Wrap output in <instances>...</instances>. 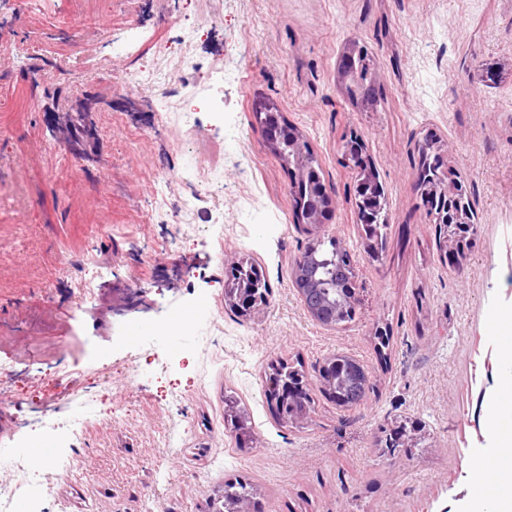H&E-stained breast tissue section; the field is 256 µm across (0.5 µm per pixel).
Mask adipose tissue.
I'll list each match as a JSON object with an SVG mask.
<instances>
[{
  "instance_id": "obj_1",
  "label": "adipose tissue",
  "mask_w": 512,
  "mask_h": 512,
  "mask_svg": "<svg viewBox=\"0 0 512 512\" xmlns=\"http://www.w3.org/2000/svg\"><path fill=\"white\" fill-rule=\"evenodd\" d=\"M506 404V399L499 398L488 408V426L494 445L472 472L475 512H512V423L503 418Z\"/></svg>"
}]
</instances>
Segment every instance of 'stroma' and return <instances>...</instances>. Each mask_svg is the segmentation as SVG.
I'll return each instance as SVG.
<instances>
[{
    "instance_id": "1",
    "label": "stroma",
    "mask_w": 512,
    "mask_h": 512,
    "mask_svg": "<svg viewBox=\"0 0 512 512\" xmlns=\"http://www.w3.org/2000/svg\"><path fill=\"white\" fill-rule=\"evenodd\" d=\"M352 42L375 76L370 109L336 82ZM206 71L224 74L218 116L196 88ZM171 81L172 106L203 127L158 123ZM268 99L320 163L335 202L320 234L356 258V318L333 330L293 286L311 237L255 118ZM78 109L88 134L59 146L53 129ZM427 134L474 188L476 244L459 268L440 257L417 187ZM352 139L385 193L380 262L364 252ZM197 161L223 177L186 212ZM170 165L179 176L161 178ZM222 254L262 267L263 310L226 308ZM510 308L512 0H33L22 15L0 0V432L74 414L89 391L102 416L73 443L19 437L58 460L38 463L42 491L15 512H212L234 476L254 486V512H471L488 405L512 380L495 323ZM177 314L180 332L154 334ZM336 354L370 376L360 406L320 388ZM276 360L302 365L304 426L267 402ZM228 394L252 444L225 426ZM412 421L426 441L377 448L382 429Z\"/></svg>"
}]
</instances>
